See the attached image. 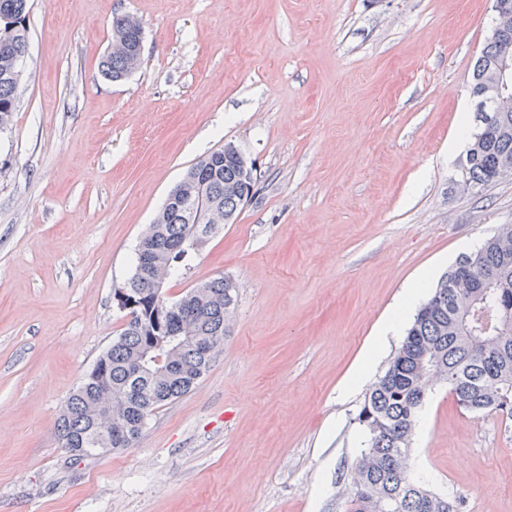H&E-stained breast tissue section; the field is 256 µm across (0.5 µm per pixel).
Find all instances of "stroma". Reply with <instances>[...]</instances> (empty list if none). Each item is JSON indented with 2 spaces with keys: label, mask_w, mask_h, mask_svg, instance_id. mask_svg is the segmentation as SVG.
<instances>
[{
  "label": "stroma",
  "mask_w": 512,
  "mask_h": 512,
  "mask_svg": "<svg viewBox=\"0 0 512 512\" xmlns=\"http://www.w3.org/2000/svg\"><path fill=\"white\" fill-rule=\"evenodd\" d=\"M0 130V512H346L356 416L403 338L405 286L504 224L512 174L465 186L493 0H30ZM142 63L99 69L112 17ZM255 194L171 276L236 286L210 369L130 448L71 463L70 393L123 328L114 288L186 171L224 145ZM411 473L512 512V420L435 387ZM141 30V24L133 25L129 15L117 14L112 17V36L115 42L121 44V48L111 50L102 57L100 68L104 78L118 82L132 73V60L138 51Z\"/></svg>",
  "instance_id": "stroma-1"
}]
</instances>
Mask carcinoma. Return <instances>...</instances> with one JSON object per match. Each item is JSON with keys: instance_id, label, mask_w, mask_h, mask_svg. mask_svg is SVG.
Returning <instances> with one entry per match:
<instances>
[{"instance_id": "carcinoma-1", "label": "carcinoma", "mask_w": 512, "mask_h": 512, "mask_svg": "<svg viewBox=\"0 0 512 512\" xmlns=\"http://www.w3.org/2000/svg\"><path fill=\"white\" fill-rule=\"evenodd\" d=\"M29 0H0V128L7 126L16 104L17 63L28 54L26 17ZM142 26L128 15L112 17V36L121 48L100 61L101 73L118 82L132 73ZM506 128L473 142L476 155L468 169V180L487 184L506 175L503 160L512 159V112ZM202 184L199 195L205 203L215 202L233 216L240 211L238 200L224 196V183L243 178L230 144L195 163L171 190L178 194L186 178ZM155 235L139 241L130 287L150 291L161 268L177 273L188 269L192 251L181 248L194 233L180 209L160 211L154 220ZM509 257L498 243L488 238L478 248L472 267L457 262L441 281L468 276L474 284L464 297L453 289L433 287L417 309L406 336L387 369L369 392L357 415L365 433L360 458L347 487L348 512H459L454 495L428 489L401 466L399 453L407 448L421 406L418 387L425 376L420 360L430 353L435 373L463 409L481 414L499 412L512 418V228L508 230ZM196 297L184 294L170 302V312L157 329L153 318L125 323L112 346L97 363H105L112 396L130 399L128 430L119 443L111 432L92 426L89 412L100 402L98 385L86 378L67 399L58 420L61 447L81 449L79 462L103 453V449L130 448L140 438L147 420L159 407L188 393L210 368L212 358L197 351L188 333L224 341V306L233 302V285L222 278L201 284ZM181 337L178 361L165 377L136 371L138 360L160 333Z\"/></svg>"}]
</instances>
